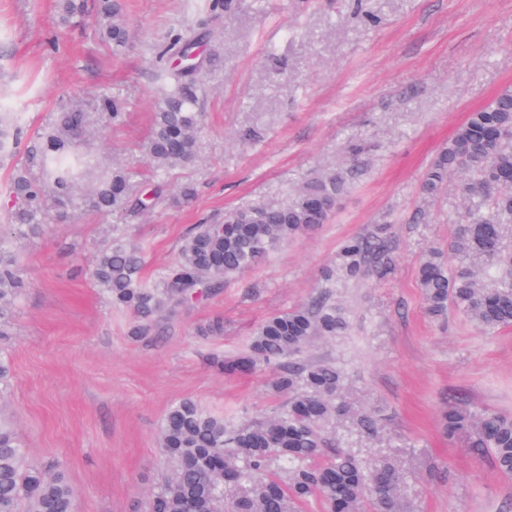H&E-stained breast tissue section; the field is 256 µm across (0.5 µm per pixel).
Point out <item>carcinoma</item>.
<instances>
[{"label": "carcinoma", "mask_w": 512, "mask_h": 512, "mask_svg": "<svg viewBox=\"0 0 512 512\" xmlns=\"http://www.w3.org/2000/svg\"><path fill=\"white\" fill-rule=\"evenodd\" d=\"M86 0H59L62 22L84 13ZM99 35L117 50L128 41L119 0H98ZM199 41L178 32L156 51L165 86L143 146L158 172L193 164L198 159L201 128L199 75L219 62L202 56ZM123 105L101 99L100 116L107 125L124 118ZM89 127L87 113L75 108L56 113L34 146L42 178L21 170L12 177L9 195L15 206L0 225V341L12 335L11 308L22 284L14 241L37 235L53 214L74 203L78 180L92 173L93 157L80 149ZM23 134L19 117L0 112V157L15 156ZM464 170L460 186L468 201L490 207L457 225L450 250L461 257L447 263L432 248L419 263L417 280L427 314L441 319L453 309L483 331L512 327V90L501 91L486 106L468 113L426 170L420 193L442 195L448 174ZM132 174L114 168L99 179L86 200L94 212L118 214L131 206ZM346 188L345 178L325 174L304 187L291 201L267 202L248 209H230L218 224H196L183 237L177 258L150 286L142 277V248L112 242L98 254L91 276L112 307L129 313L133 334H148L155 317L172 306L190 302L262 264L284 244L326 223ZM393 250L375 237L354 236L340 248V269L350 279L382 278L395 266ZM347 323L324 298L266 317L256 328L250 354L224 362V372L253 370L274 362L279 373L273 394L285 404L267 416L239 425L204 412L192 400L172 404L165 414L159 447L171 464L166 480L149 499L148 512H299L314 498L325 512H402L399 489L403 476L388 459L361 464L339 450L322 427L340 416H354L369 433L375 417L341 397L343 373L330 362L304 365L296 357L316 336L341 335ZM443 431L488 453L497 471L512 478V416L448 406L441 416ZM0 512H74V491L63 469L34 464L15 433L9 416L0 411Z\"/></svg>", "instance_id": "obj_1"}]
</instances>
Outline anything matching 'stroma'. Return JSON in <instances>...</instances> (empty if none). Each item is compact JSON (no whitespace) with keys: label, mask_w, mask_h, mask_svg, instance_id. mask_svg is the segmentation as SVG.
I'll return each mask as SVG.
<instances>
[{"label":"stroma","mask_w":512,"mask_h":512,"mask_svg":"<svg viewBox=\"0 0 512 512\" xmlns=\"http://www.w3.org/2000/svg\"><path fill=\"white\" fill-rule=\"evenodd\" d=\"M120 2L129 39L115 50L96 35L97 0L66 23L57 0H0V108L30 136L62 109L120 99L123 121L91 130L86 147L102 171L133 172V194L150 201L115 215L78 204L15 245L26 287L0 409L30 459L65 469L76 512H146L166 469L168 408L190 398L235 424L272 412L274 365L239 375L220 365L248 353L269 314L324 296L348 330L313 338L299 359L336 364L346 396L379 420L374 436L352 419L329 423L332 443L365 463L393 460L408 476L406 512H512V479L440 427L451 402L512 414V328L486 334L453 310L432 320L417 285L426 250L447 247L470 209L460 175L437 201L420 198V182L467 113L512 89V0H232L216 20L195 0ZM180 31L220 62L200 76L198 162L160 181L142 150L158 95L153 52ZM331 171L347 189L327 224L163 313L149 335H133L89 276L117 238L142 247L155 284L192 225L283 200ZM184 186L192 205L172 201ZM380 225L395 272L332 278L341 243ZM215 320L222 331L202 335Z\"/></svg>","instance_id":"obj_1"}]
</instances>
